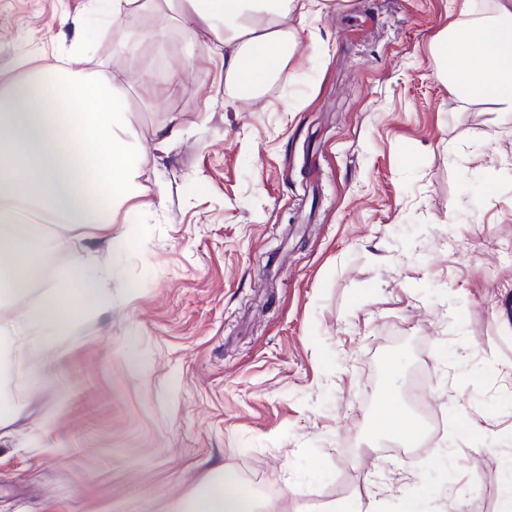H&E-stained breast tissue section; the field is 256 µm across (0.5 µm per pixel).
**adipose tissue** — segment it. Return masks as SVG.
I'll use <instances>...</instances> for the list:
<instances>
[{
	"label": "adipose tissue",
	"mask_w": 512,
	"mask_h": 512,
	"mask_svg": "<svg viewBox=\"0 0 512 512\" xmlns=\"http://www.w3.org/2000/svg\"><path fill=\"white\" fill-rule=\"evenodd\" d=\"M186 29L211 32L224 52L226 83L253 92L294 54L297 35L282 21L292 10L320 12L323 0H182ZM448 27L438 47V76L456 101L493 102L512 112V0L491 14ZM127 102L111 70L86 74L33 69L0 85V350L18 339L43 346L74 333L79 308L112 303L103 272L80 274L69 297L19 305L45 252L66 248L67 232L108 227L141 193L140 153L127 137ZM59 225L47 235L45 224ZM258 500L210 481L185 512H259Z\"/></svg>",
	"instance_id": "ef3b65f1"
}]
</instances>
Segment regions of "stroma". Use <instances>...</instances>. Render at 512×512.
Here are the masks:
<instances>
[{
	"label": "stroma",
	"instance_id": "obj_1",
	"mask_svg": "<svg viewBox=\"0 0 512 512\" xmlns=\"http://www.w3.org/2000/svg\"><path fill=\"white\" fill-rule=\"evenodd\" d=\"M87 0H0V82L58 64L123 82L142 207L80 227L111 306L0 367V512H182L238 475L265 512H498L512 458V113L460 106L435 44L461 0H331L235 95L210 35ZM83 22L88 50L71 55ZM138 35L135 53L119 52ZM179 71L182 93L144 103ZM442 414L416 455L378 428L415 376Z\"/></svg>",
	"mask_w": 512,
	"mask_h": 512
}]
</instances>
